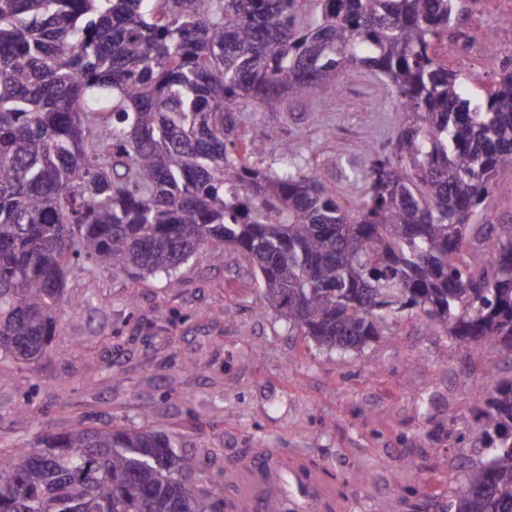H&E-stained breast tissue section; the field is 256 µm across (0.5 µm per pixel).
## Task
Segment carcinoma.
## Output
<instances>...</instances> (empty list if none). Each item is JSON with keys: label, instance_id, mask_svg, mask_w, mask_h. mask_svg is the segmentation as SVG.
I'll use <instances>...</instances> for the list:
<instances>
[{"label": "carcinoma", "instance_id": "1", "mask_svg": "<svg viewBox=\"0 0 512 512\" xmlns=\"http://www.w3.org/2000/svg\"><path fill=\"white\" fill-rule=\"evenodd\" d=\"M476 2L0 0V355L43 354L74 271L172 282L210 242L319 347L358 352L417 309L512 353V224L472 223L512 170V63L475 99L435 48ZM354 69L404 120L391 154L363 155L352 212L298 146L259 165L239 126ZM482 427L450 507L512 512V379ZM0 512H224V492L162 429L74 427L0 450Z\"/></svg>", "mask_w": 512, "mask_h": 512}]
</instances>
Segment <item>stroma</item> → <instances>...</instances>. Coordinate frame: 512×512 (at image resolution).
Returning a JSON list of instances; mask_svg holds the SVG:
<instances>
[{
    "instance_id": "obj_1",
    "label": "stroma",
    "mask_w": 512,
    "mask_h": 512,
    "mask_svg": "<svg viewBox=\"0 0 512 512\" xmlns=\"http://www.w3.org/2000/svg\"><path fill=\"white\" fill-rule=\"evenodd\" d=\"M436 47L466 93H485L488 51L512 59V11L478 0L462 33ZM402 121L380 77L350 71L336 96L242 113L241 130L265 143L268 164L287 142L311 163L334 156L324 181L353 210L367 195L360 155L390 150ZM67 294L42 358L0 362V448L138 425L146 406L198 450L215 484L235 449L285 448L335 478L336 512H448L461 463L480 457L477 396L512 378L504 352L473 355L412 309L358 353L309 343L264 311L252 269L228 246L171 283L96 269L70 276Z\"/></svg>"
}]
</instances>
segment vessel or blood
<instances>
[{
    "label": "vessel or blood",
    "instance_id": "obj_1",
    "mask_svg": "<svg viewBox=\"0 0 512 512\" xmlns=\"http://www.w3.org/2000/svg\"><path fill=\"white\" fill-rule=\"evenodd\" d=\"M227 512H336V485L321 468L284 448H251L226 471Z\"/></svg>",
    "mask_w": 512,
    "mask_h": 512
}]
</instances>
